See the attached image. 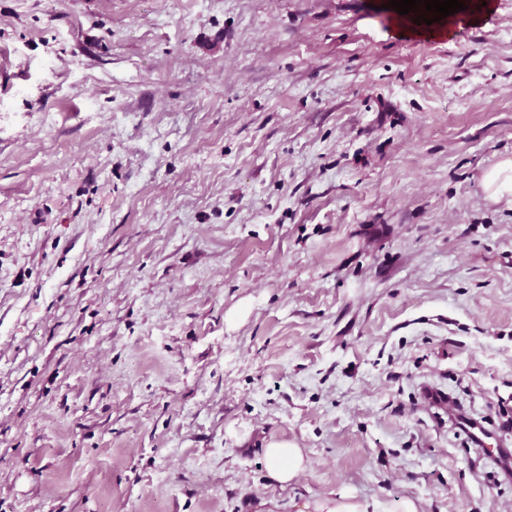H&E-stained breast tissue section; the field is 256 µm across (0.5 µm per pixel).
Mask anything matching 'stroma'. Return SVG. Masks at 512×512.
<instances>
[{
    "instance_id": "35a3bbf8",
    "label": "stroma",
    "mask_w": 512,
    "mask_h": 512,
    "mask_svg": "<svg viewBox=\"0 0 512 512\" xmlns=\"http://www.w3.org/2000/svg\"><path fill=\"white\" fill-rule=\"evenodd\" d=\"M385 2L0 0V512H512V0ZM483 186L493 199L512 195V158L500 162L483 179ZM270 477L280 484L291 483L303 468V452L287 440H272L266 446ZM312 512H369V505L353 496L336 493L335 498L316 502Z\"/></svg>"
}]
</instances>
